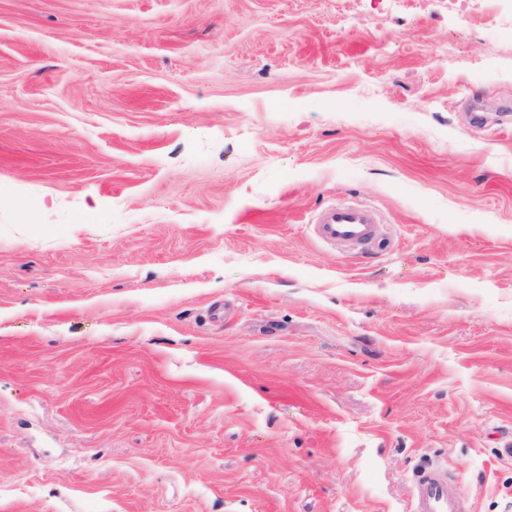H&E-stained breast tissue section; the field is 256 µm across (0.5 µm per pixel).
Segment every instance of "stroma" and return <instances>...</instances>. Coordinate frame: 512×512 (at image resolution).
Returning <instances> with one entry per match:
<instances>
[{
    "instance_id": "35a3bbf8",
    "label": "stroma",
    "mask_w": 512,
    "mask_h": 512,
    "mask_svg": "<svg viewBox=\"0 0 512 512\" xmlns=\"http://www.w3.org/2000/svg\"><path fill=\"white\" fill-rule=\"evenodd\" d=\"M430 462L512 512V0H0V512H412ZM316 232L325 242L336 240L367 243L378 224L376 213L364 206L340 203L326 209L318 218Z\"/></svg>"
}]
</instances>
